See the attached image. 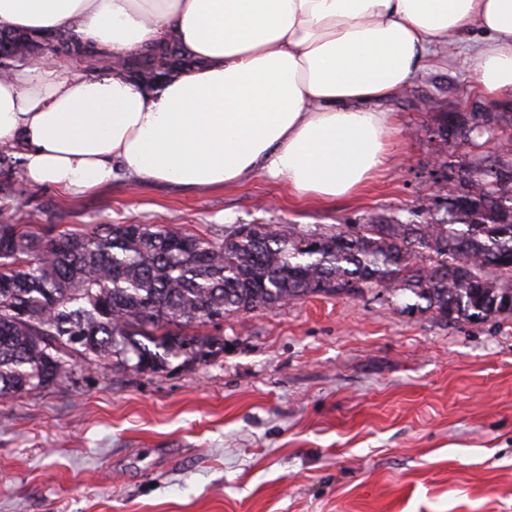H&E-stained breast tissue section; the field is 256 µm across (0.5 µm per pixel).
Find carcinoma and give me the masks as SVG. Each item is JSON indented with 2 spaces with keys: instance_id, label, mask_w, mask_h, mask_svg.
I'll use <instances>...</instances> for the list:
<instances>
[{
  "instance_id": "obj_1",
  "label": "carcinoma",
  "mask_w": 512,
  "mask_h": 512,
  "mask_svg": "<svg viewBox=\"0 0 512 512\" xmlns=\"http://www.w3.org/2000/svg\"><path fill=\"white\" fill-rule=\"evenodd\" d=\"M44 51L91 72L114 65L66 31L0 32V72ZM189 63L175 42L119 61L149 84ZM470 122L446 112L438 135L446 142L491 130L512 140V117L473 112ZM20 165L0 146V202L13 199ZM373 289L409 292L450 321L512 315V164L486 156L448 187L444 206L314 231L239 224L218 239L158 224L58 232L0 224V398L48 388L76 368L158 373L180 357L204 364L224 351V339L201 327L226 314Z\"/></svg>"
}]
</instances>
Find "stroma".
<instances>
[{"label": "stroma", "mask_w": 512, "mask_h": 512, "mask_svg": "<svg viewBox=\"0 0 512 512\" xmlns=\"http://www.w3.org/2000/svg\"><path fill=\"white\" fill-rule=\"evenodd\" d=\"M441 45L397 96L393 160L358 194L300 200L263 174L185 191L116 173L74 196L15 174L0 222L312 230L443 200L496 153L437 115L512 113ZM412 295L312 296L225 316L226 348L166 371L102 368L0 398V512H512V315L448 322Z\"/></svg>", "instance_id": "obj_1"}]
</instances>
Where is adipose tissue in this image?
<instances>
[{
  "mask_svg": "<svg viewBox=\"0 0 512 512\" xmlns=\"http://www.w3.org/2000/svg\"><path fill=\"white\" fill-rule=\"evenodd\" d=\"M0 29L67 31L114 58L168 42L193 63L147 87L59 57L0 78V145L65 193L139 181L230 188L265 173L296 194L355 193L387 165L377 110L456 39L478 90L512 95V0H0Z\"/></svg>",
  "mask_w": 512,
  "mask_h": 512,
  "instance_id": "1",
  "label": "adipose tissue"
}]
</instances>
